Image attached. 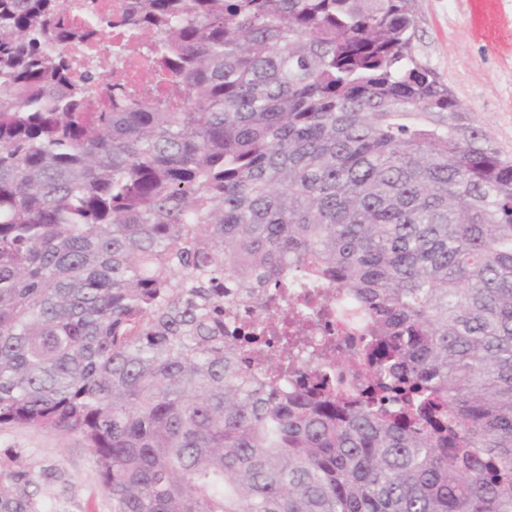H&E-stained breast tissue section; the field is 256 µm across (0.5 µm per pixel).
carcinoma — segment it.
Here are the masks:
<instances>
[{
  "mask_svg": "<svg viewBox=\"0 0 512 512\" xmlns=\"http://www.w3.org/2000/svg\"><path fill=\"white\" fill-rule=\"evenodd\" d=\"M71 9L0 0V426L79 435L112 512H512V159L413 0ZM101 24L150 74L105 98ZM294 283L367 311L360 398L282 390Z\"/></svg>",
  "mask_w": 512,
  "mask_h": 512,
  "instance_id": "carcinoma-1",
  "label": "carcinoma"
}]
</instances>
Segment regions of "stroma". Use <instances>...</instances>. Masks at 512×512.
<instances>
[{
    "instance_id": "1",
    "label": "stroma",
    "mask_w": 512,
    "mask_h": 512,
    "mask_svg": "<svg viewBox=\"0 0 512 512\" xmlns=\"http://www.w3.org/2000/svg\"><path fill=\"white\" fill-rule=\"evenodd\" d=\"M415 56L512 158V0H415ZM26 488L30 512H112L76 435L0 427V488Z\"/></svg>"
}]
</instances>
